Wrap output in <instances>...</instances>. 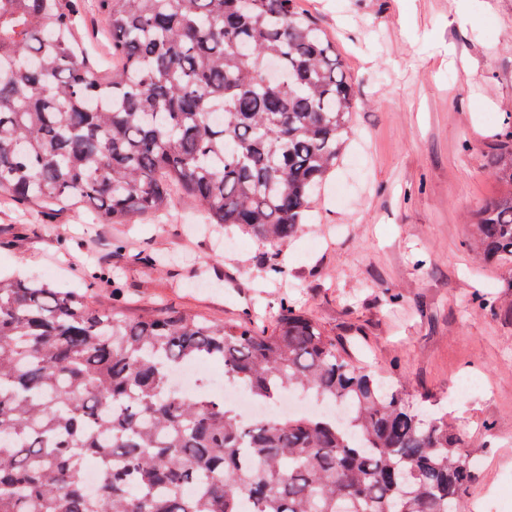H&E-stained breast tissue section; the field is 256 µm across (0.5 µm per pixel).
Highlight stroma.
<instances>
[{
    "mask_svg": "<svg viewBox=\"0 0 512 512\" xmlns=\"http://www.w3.org/2000/svg\"><path fill=\"white\" fill-rule=\"evenodd\" d=\"M299 6L335 45L355 110L342 158L282 251L287 276L265 274L266 244L225 236L185 198L137 224L78 208L47 226L0 203V274L80 289L109 270L122 296L104 287L93 300L130 319L174 305L268 328L289 301L461 427L482 450L471 496L487 498L512 483V268L484 259L472 224L502 190L485 157L512 126V0ZM465 377L478 386L461 394Z\"/></svg>",
    "mask_w": 512,
    "mask_h": 512,
    "instance_id": "35a3bbf8",
    "label": "stroma"
}]
</instances>
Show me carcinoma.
<instances>
[{
  "label": "carcinoma",
  "instance_id": "obj_1",
  "mask_svg": "<svg viewBox=\"0 0 512 512\" xmlns=\"http://www.w3.org/2000/svg\"><path fill=\"white\" fill-rule=\"evenodd\" d=\"M106 73L79 49L82 0H0V198L134 224L192 198L279 250L346 148L352 86L297 0H93ZM474 242L512 265V131ZM82 293L0 278V512H465L471 447L379 380L309 313L271 330L177 308L128 320ZM216 360L264 404L297 391L344 416L244 422L170 388ZM99 484L88 493L84 465Z\"/></svg>",
  "mask_w": 512,
  "mask_h": 512
}]
</instances>
